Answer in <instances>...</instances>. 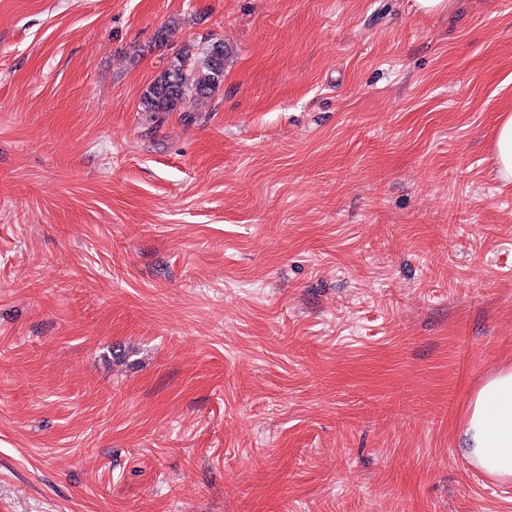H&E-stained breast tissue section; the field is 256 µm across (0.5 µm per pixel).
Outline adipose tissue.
Masks as SVG:
<instances>
[{
    "instance_id": "adipose-tissue-1",
    "label": "adipose tissue",
    "mask_w": 512,
    "mask_h": 512,
    "mask_svg": "<svg viewBox=\"0 0 512 512\" xmlns=\"http://www.w3.org/2000/svg\"><path fill=\"white\" fill-rule=\"evenodd\" d=\"M465 456L488 475L512 481V371L491 377L469 409Z\"/></svg>"
}]
</instances>
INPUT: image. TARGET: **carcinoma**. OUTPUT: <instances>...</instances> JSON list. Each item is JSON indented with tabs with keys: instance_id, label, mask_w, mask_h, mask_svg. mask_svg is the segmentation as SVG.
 Wrapping results in <instances>:
<instances>
[{
	"instance_id": "1",
	"label": "carcinoma",
	"mask_w": 512,
	"mask_h": 512,
	"mask_svg": "<svg viewBox=\"0 0 512 512\" xmlns=\"http://www.w3.org/2000/svg\"><path fill=\"white\" fill-rule=\"evenodd\" d=\"M229 49L222 39L204 48L186 44L179 49L141 96L145 112H189L210 98L224 81Z\"/></svg>"
}]
</instances>
